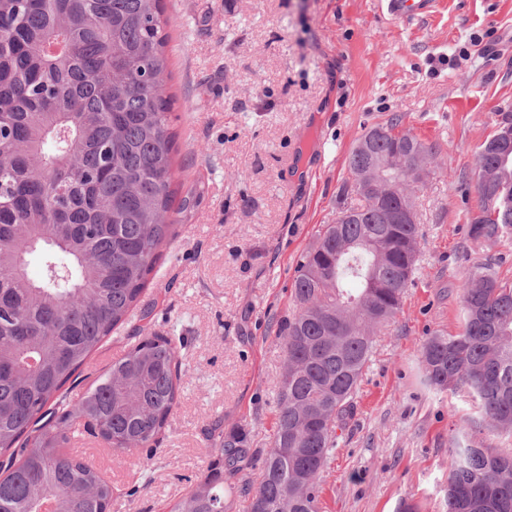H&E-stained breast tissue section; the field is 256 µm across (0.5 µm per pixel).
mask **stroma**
<instances>
[{
    "mask_svg": "<svg viewBox=\"0 0 512 512\" xmlns=\"http://www.w3.org/2000/svg\"><path fill=\"white\" fill-rule=\"evenodd\" d=\"M167 94L175 99V216L142 298L151 316L83 367L77 399L134 337H183L181 399L152 456L91 432L71 451L112 483L110 512H166L205 470L209 437L271 444L300 256L335 222L347 157L368 127L399 118L437 144L417 193L422 238L397 318L376 338L354 413L322 474L321 512H442L448 450L476 412L421 381L418 351L457 334L460 289L486 265L512 284V239L468 236L476 153L512 113V0H437L392 20L378 0H166Z\"/></svg>",
    "mask_w": 512,
    "mask_h": 512,
    "instance_id": "35a3bbf8",
    "label": "stroma"
}]
</instances>
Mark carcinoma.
I'll return each instance as SVG.
<instances>
[{
  "label": "carcinoma",
  "mask_w": 512,
  "mask_h": 512,
  "mask_svg": "<svg viewBox=\"0 0 512 512\" xmlns=\"http://www.w3.org/2000/svg\"><path fill=\"white\" fill-rule=\"evenodd\" d=\"M164 0H0V512H108L112 486L64 452L80 428L120 453L154 449L181 393L173 337L153 334L78 399L65 385L134 318L170 237L176 134ZM397 118L352 149L338 217L297 263L292 316L280 325L286 373L265 455L233 431L213 439L201 479L169 512H224V477L261 463L241 486L249 512H320L321 474L354 400L377 330L414 284L420 224L389 223L422 183L389 163L384 194L355 180L408 145L437 147ZM478 242L512 237V148L492 135L476 156ZM41 254L37 275L29 256ZM462 330L422 344L425 380L466 393L512 431V284L484 266L461 289ZM446 512H512V454L469 438L448 449Z\"/></svg>",
  "instance_id": "carcinoma-1"
}]
</instances>
